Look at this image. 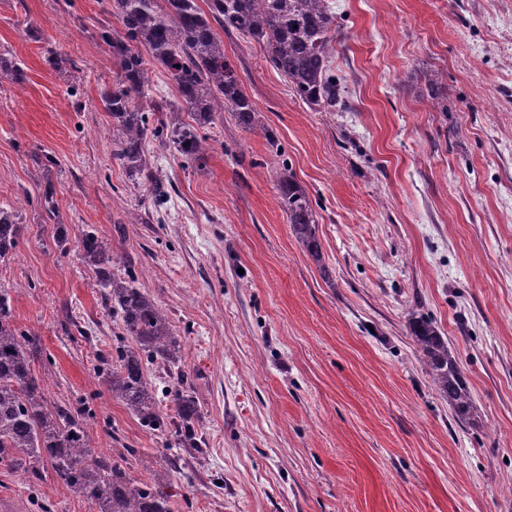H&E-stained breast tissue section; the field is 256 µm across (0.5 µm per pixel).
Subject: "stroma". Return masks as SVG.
<instances>
[{
    "label": "stroma",
    "instance_id": "stroma-1",
    "mask_svg": "<svg viewBox=\"0 0 512 512\" xmlns=\"http://www.w3.org/2000/svg\"><path fill=\"white\" fill-rule=\"evenodd\" d=\"M331 7L347 110L303 102L260 44L226 35L281 150L216 113L203 169L151 143L158 205L112 159L101 94L117 68L95 31L121 23L107 0H0V47L27 75L0 77V207L26 226L0 286L16 325L41 335L49 397L89 402L97 453L125 458L139 483L176 459L172 512H512V0ZM435 71L445 112L429 97ZM47 155L61 222L94 230L180 336V372L150 376L164 414L169 391L196 392L205 464L102 386L120 321L52 237ZM284 166L318 213L323 265L279 206ZM414 311L447 336L475 423L435 388L407 330ZM2 507L96 512L51 472L0 459Z\"/></svg>",
    "mask_w": 512,
    "mask_h": 512
}]
</instances>
